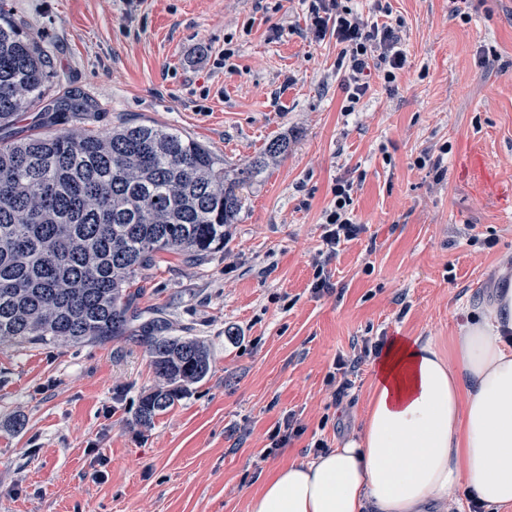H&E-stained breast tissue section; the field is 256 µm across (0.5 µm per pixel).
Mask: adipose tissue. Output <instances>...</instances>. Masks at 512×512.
<instances>
[{
  "mask_svg": "<svg viewBox=\"0 0 512 512\" xmlns=\"http://www.w3.org/2000/svg\"><path fill=\"white\" fill-rule=\"evenodd\" d=\"M447 351L391 338L363 427L277 468L249 512H462L512 505V287L491 289Z\"/></svg>",
  "mask_w": 512,
  "mask_h": 512,
  "instance_id": "ef3b65f1",
  "label": "adipose tissue"
}]
</instances>
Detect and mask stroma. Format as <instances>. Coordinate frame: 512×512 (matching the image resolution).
Here are the masks:
<instances>
[{"label": "stroma", "mask_w": 512, "mask_h": 512, "mask_svg": "<svg viewBox=\"0 0 512 512\" xmlns=\"http://www.w3.org/2000/svg\"><path fill=\"white\" fill-rule=\"evenodd\" d=\"M407 65L345 111L335 37L312 38L305 0H6L38 33L55 85L100 105L92 126L150 120L241 167L276 138L287 153L242 191L223 250L162 253L130 285L144 317L206 341L211 371L137 423L156 384L145 349L0 346V512H248L270 471L360 430L372 362L333 401L338 355L362 338L447 350L512 258V199L481 192L482 157L512 188V0H388ZM448 145L443 178L418 168ZM360 186L362 233L314 292L322 213L338 178ZM306 430L282 448L288 414ZM282 426H284L282 431ZM305 426L301 420L296 417V414H288L284 422L278 423L269 432V440L271 441V448H282L292 437H298L305 432Z\"/></svg>", "instance_id": "obj_1"}]
</instances>
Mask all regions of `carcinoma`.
<instances>
[{
  "instance_id": "1",
  "label": "carcinoma",
  "mask_w": 512,
  "mask_h": 512,
  "mask_svg": "<svg viewBox=\"0 0 512 512\" xmlns=\"http://www.w3.org/2000/svg\"><path fill=\"white\" fill-rule=\"evenodd\" d=\"M41 39L0 26V346L104 344L137 321L158 386L136 419L149 425L210 373L208 345L171 336L161 315L141 321L128 285L160 252L192 262L224 248L240 190L288 151L276 139L231 169L206 145L152 121L106 135L90 129L9 131L65 114L81 125L98 105L73 88L49 90Z\"/></svg>"
}]
</instances>
